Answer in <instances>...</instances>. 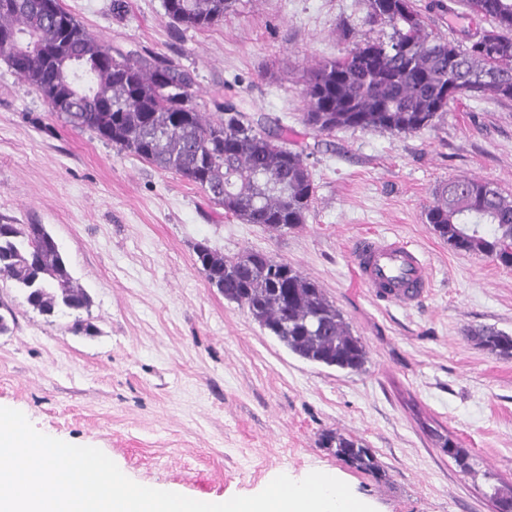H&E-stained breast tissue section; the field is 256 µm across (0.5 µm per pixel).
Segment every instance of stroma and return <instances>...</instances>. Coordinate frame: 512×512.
<instances>
[{
	"mask_svg": "<svg viewBox=\"0 0 512 512\" xmlns=\"http://www.w3.org/2000/svg\"><path fill=\"white\" fill-rule=\"evenodd\" d=\"M429 30L469 43L480 28L462 0H412ZM62 0L106 44L173 59L195 80L199 111L232 97L269 117L303 151L316 186L300 227L274 232L208 202L186 179L75 131L0 61V224L46 225L92 299L68 316L34 310L0 276V406L35 428L102 450L128 478L188 497L253 494L274 476L333 470L375 512H496L512 486V358L471 330L512 334V268L458 252L425 212L448 179L493 181L512 195V99L460 97L411 134L303 122V75L360 36L364 0H237L204 31L173 27L162 0ZM365 233L406 239L428 263L419 305L373 298L349 250ZM204 243L227 256L260 251L315 280L367 350L362 370L294 355L228 301L196 264ZM352 435L381 477L328 448ZM460 442V471L434 433Z\"/></svg>",
	"mask_w": 512,
	"mask_h": 512,
	"instance_id": "1",
	"label": "stroma"
}]
</instances>
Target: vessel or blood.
I'll list each match as a JSON object with an SVG mask.
<instances>
[{"label":"vessel or blood","instance_id":"b4317fda","mask_svg":"<svg viewBox=\"0 0 512 512\" xmlns=\"http://www.w3.org/2000/svg\"><path fill=\"white\" fill-rule=\"evenodd\" d=\"M351 263L358 281L383 301L405 306L431 287L423 254L403 240L360 238L352 249Z\"/></svg>","mask_w":512,"mask_h":512}]
</instances>
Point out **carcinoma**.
<instances>
[{
	"instance_id": "obj_1",
	"label": "carcinoma",
	"mask_w": 512,
	"mask_h": 512,
	"mask_svg": "<svg viewBox=\"0 0 512 512\" xmlns=\"http://www.w3.org/2000/svg\"><path fill=\"white\" fill-rule=\"evenodd\" d=\"M0 11V32L32 48L22 63L4 61L76 131L89 130L120 151L202 190L244 224L270 231L305 223L316 187L303 152L273 136L266 117L241 111L226 98L222 114L194 105V77L154 53L111 47L61 4L49 16L40 0H13ZM235 0H163L165 14L184 29L204 30L224 19ZM367 17L391 28L388 39L365 38L346 53L319 62L304 79L303 120L320 133L338 129L416 133L433 125L461 96L512 99V0H463L470 14L491 23L482 46L462 47L428 32L411 0H365ZM427 223L456 251L480 254L512 268V197L486 179L455 178L435 192ZM196 263L224 297L247 308L298 357L340 370L367 361L360 337L318 283L292 265L247 250L228 257L196 249ZM0 275L26 302L54 317L89 308L58 243L43 224H0ZM490 351L512 357V335L492 328L470 332ZM336 455L358 470L380 466L363 440L326 436ZM465 469V449L440 437Z\"/></svg>"
}]
</instances>
